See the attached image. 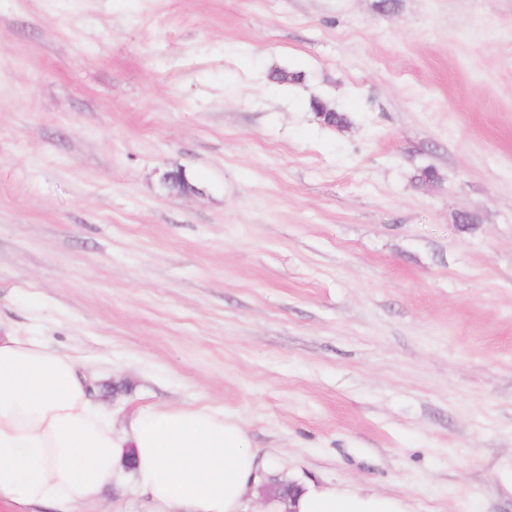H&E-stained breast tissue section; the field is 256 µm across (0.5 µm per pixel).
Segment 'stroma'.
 Segmentation results:
<instances>
[{"mask_svg":"<svg viewBox=\"0 0 512 512\" xmlns=\"http://www.w3.org/2000/svg\"><path fill=\"white\" fill-rule=\"evenodd\" d=\"M0 321L279 480L512 512V0H0Z\"/></svg>","mask_w":512,"mask_h":512,"instance_id":"35a3bbf8","label":"stroma"}]
</instances>
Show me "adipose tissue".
Masks as SVG:
<instances>
[{
  "instance_id": "ef3b65f1",
  "label": "adipose tissue",
  "mask_w": 512,
  "mask_h": 512,
  "mask_svg": "<svg viewBox=\"0 0 512 512\" xmlns=\"http://www.w3.org/2000/svg\"><path fill=\"white\" fill-rule=\"evenodd\" d=\"M82 361L0 324V505L9 512L96 507L105 487L133 476L156 512H252L275 458L251 448L241 423L200 405L145 407L124 424L96 400ZM266 512H401L397 501L301 484Z\"/></svg>"
}]
</instances>
